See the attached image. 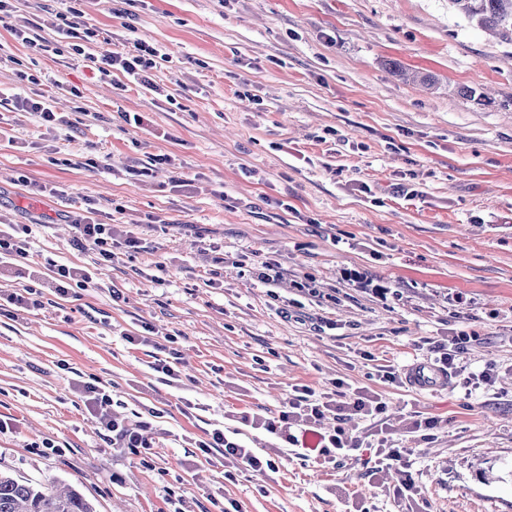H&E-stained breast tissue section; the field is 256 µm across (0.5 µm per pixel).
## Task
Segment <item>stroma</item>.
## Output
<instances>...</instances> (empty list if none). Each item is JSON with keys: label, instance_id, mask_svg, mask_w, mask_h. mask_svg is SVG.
Returning <instances> with one entry per match:
<instances>
[{"label": "stroma", "instance_id": "stroma-1", "mask_svg": "<svg viewBox=\"0 0 512 512\" xmlns=\"http://www.w3.org/2000/svg\"><path fill=\"white\" fill-rule=\"evenodd\" d=\"M0 18V224L32 233L23 267L91 266L72 216L93 208L140 247L101 283L0 310V469L78 486L97 512H512V44L448 0H10ZM166 58L160 93H113L49 23L68 8ZM52 43L36 52L15 30ZM430 74L434 89L388 64ZM460 86H485L477 105ZM50 100L57 116L15 109ZM140 116L134 124L132 116ZM160 155L171 164L157 163ZM274 261L278 281L257 276ZM122 298L113 301L112 290ZM155 342L128 343L144 326ZM469 335L444 386L390 382ZM178 356L170 386L154 358ZM491 368L492 379L474 381ZM108 390L118 416L158 413L134 453L112 448L74 381ZM378 394L374 416L330 417L362 442L322 464L294 457L224 476L194 440L278 416L293 387ZM434 418L430 438L411 431ZM410 448L415 494L379 469Z\"/></svg>", "mask_w": 512, "mask_h": 512}]
</instances>
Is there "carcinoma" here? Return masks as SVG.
Masks as SVG:
<instances>
[{
    "instance_id": "1",
    "label": "carcinoma",
    "mask_w": 512,
    "mask_h": 512,
    "mask_svg": "<svg viewBox=\"0 0 512 512\" xmlns=\"http://www.w3.org/2000/svg\"><path fill=\"white\" fill-rule=\"evenodd\" d=\"M471 24L512 43V0H448ZM0 512H96L75 486L19 479L0 470Z\"/></svg>"
}]
</instances>
